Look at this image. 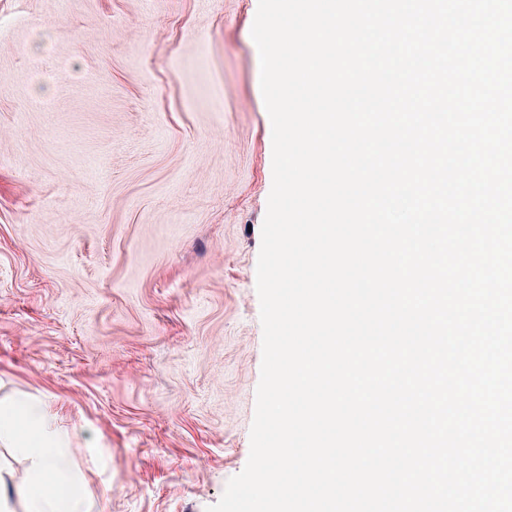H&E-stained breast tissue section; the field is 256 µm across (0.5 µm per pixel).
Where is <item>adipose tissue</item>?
<instances>
[{
	"label": "adipose tissue",
	"instance_id": "1",
	"mask_svg": "<svg viewBox=\"0 0 512 512\" xmlns=\"http://www.w3.org/2000/svg\"><path fill=\"white\" fill-rule=\"evenodd\" d=\"M0 443L19 449L30 462L24 512H92L71 469L69 440L53 429L39 400L0 399Z\"/></svg>",
	"mask_w": 512,
	"mask_h": 512
}]
</instances>
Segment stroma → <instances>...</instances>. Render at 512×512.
Listing matches in <instances>:
<instances>
[{
  "mask_svg": "<svg viewBox=\"0 0 512 512\" xmlns=\"http://www.w3.org/2000/svg\"><path fill=\"white\" fill-rule=\"evenodd\" d=\"M258 0H0V398L92 512H206L245 467L272 127ZM27 459L0 447L22 508Z\"/></svg>",
  "mask_w": 512,
  "mask_h": 512,
  "instance_id": "1",
  "label": "stroma"
}]
</instances>
